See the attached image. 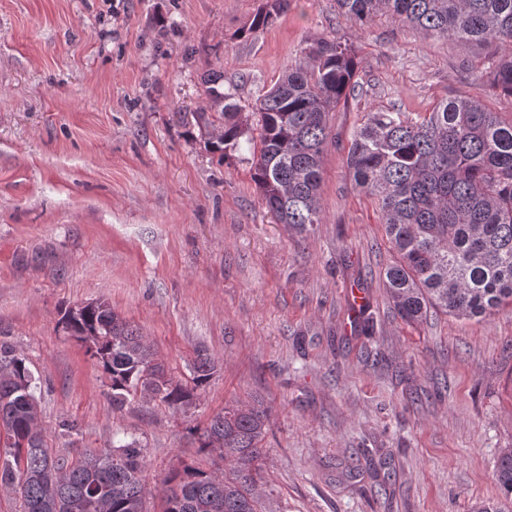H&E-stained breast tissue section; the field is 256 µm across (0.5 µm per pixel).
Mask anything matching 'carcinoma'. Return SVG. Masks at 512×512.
Masks as SVG:
<instances>
[{"mask_svg": "<svg viewBox=\"0 0 512 512\" xmlns=\"http://www.w3.org/2000/svg\"><path fill=\"white\" fill-rule=\"evenodd\" d=\"M352 21L380 14L425 36L492 43L491 86L512 95V0H336ZM288 0H267L250 29L273 25ZM357 66L347 48L320 38L302 49L258 101L259 150L253 180L281 224L305 231L321 223L318 191L329 112L355 92ZM210 107L224 116L216 149H233L249 130L235 94L220 91L224 72L205 78ZM347 166L354 185L377 201L397 261L385 272L400 317L430 310L478 318L512 304V121L475 100L450 97L415 118L372 112L352 135ZM71 335L88 344L111 382L112 408L140 395L176 409L193 404L214 364L197 355L191 384L168 378L151 345L105 300L64 312ZM34 378L25 356L0 343V486L22 512H145L143 449L136 442L89 450L76 459L48 448L38 424ZM267 412L237 401L211 420L202 449H218L224 474L185 467L166 481L164 512H262L256 492L264 469ZM496 480L512 501V449Z\"/></svg>", "mask_w": 512, "mask_h": 512, "instance_id": "1", "label": "carcinoma"}]
</instances>
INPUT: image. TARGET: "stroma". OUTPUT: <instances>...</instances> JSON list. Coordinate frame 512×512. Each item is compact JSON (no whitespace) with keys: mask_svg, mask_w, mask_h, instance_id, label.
<instances>
[{"mask_svg":"<svg viewBox=\"0 0 512 512\" xmlns=\"http://www.w3.org/2000/svg\"><path fill=\"white\" fill-rule=\"evenodd\" d=\"M265 2L0 0V342L25 355L57 453L143 448L147 512H162L172 470L223 472L200 437L236 399L270 411L265 512H473L500 498L512 448V306L404 323L385 287L397 254L346 158L367 113L462 96L508 122L512 96L487 82L489 46L385 15L362 27L336 0H288L251 30ZM328 35L351 50L358 87L331 114L322 221L300 233L262 201L252 143L208 146L224 119L201 77L223 68L248 110ZM97 300L176 381L208 353L195 404L113 409L60 323ZM286 8H288V0H268L254 16L250 26L251 30L272 26ZM496 480L506 501L512 502V449L505 448L499 457Z\"/></svg>","mask_w":512,"mask_h":512,"instance_id":"1","label":"stroma"}]
</instances>
